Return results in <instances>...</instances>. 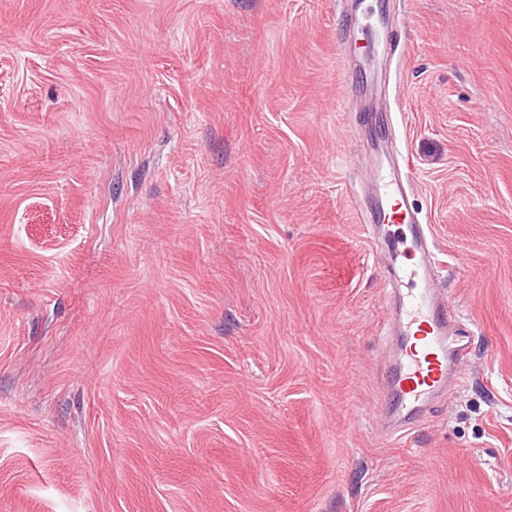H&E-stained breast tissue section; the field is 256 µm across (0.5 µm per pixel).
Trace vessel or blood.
Masks as SVG:
<instances>
[{
  "mask_svg": "<svg viewBox=\"0 0 512 512\" xmlns=\"http://www.w3.org/2000/svg\"><path fill=\"white\" fill-rule=\"evenodd\" d=\"M373 180L375 206L365 211L363 222L368 233L388 231L387 273L399 295V334L390 343L400 362L389 387L388 411L407 427L434 395L466 377L471 336L461 326L459 308L438 283L442 272L463 269L468 259L462 253L449 262L441 259L429 225L410 200L409 167L398 143H387Z\"/></svg>",
  "mask_w": 512,
  "mask_h": 512,
  "instance_id": "b4317fda",
  "label": "vessel or blood"
}]
</instances>
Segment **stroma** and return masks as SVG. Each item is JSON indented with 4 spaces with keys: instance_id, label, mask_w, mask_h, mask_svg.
Segmentation results:
<instances>
[{
    "instance_id": "1",
    "label": "stroma",
    "mask_w": 512,
    "mask_h": 512,
    "mask_svg": "<svg viewBox=\"0 0 512 512\" xmlns=\"http://www.w3.org/2000/svg\"><path fill=\"white\" fill-rule=\"evenodd\" d=\"M362 9L0 0V512H512V0ZM391 135L473 332L393 438Z\"/></svg>"
}]
</instances>
